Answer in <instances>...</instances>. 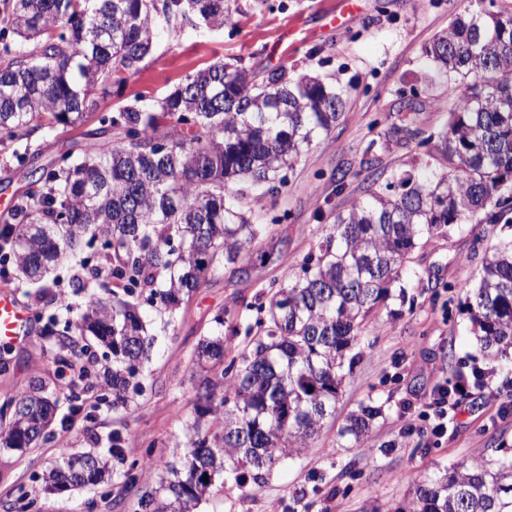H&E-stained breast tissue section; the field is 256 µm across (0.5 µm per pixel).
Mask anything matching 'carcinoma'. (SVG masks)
Listing matches in <instances>:
<instances>
[{
  "mask_svg": "<svg viewBox=\"0 0 512 512\" xmlns=\"http://www.w3.org/2000/svg\"><path fill=\"white\" fill-rule=\"evenodd\" d=\"M0 12V146L3 161L26 169L25 186L0 214V245L11 278L38 290L87 237L112 263V287L143 301L168 327L176 307L226 264L269 258L267 224L246 217L250 203L285 185L286 172L340 120L344 94L288 67L253 71L222 59L196 70L165 97L140 96L99 111L150 54L160 22L176 30L195 16L208 28L232 20V0H3ZM433 37L426 55L448 76V124L434 153L336 216L300 273L264 294L259 332L220 372L202 379L196 418L186 422L189 452L153 485L154 469L134 461L106 496L137 492L139 512H190L216 478L243 471L252 489L272 465L309 447L335 415L349 356L368 318L403 288L410 254L434 234L474 219L512 224V5L474 0ZM93 120L84 142L46 164L31 149L41 128L69 132ZM479 349L512 364V240L492 246L477 284L463 289ZM112 304L87 297L73 321L48 319L60 348L91 336L112 355L102 380L80 368L71 408L95 390L127 403L139 391L154 343L139 307L112 292ZM198 362L224 361L239 324L224 308ZM56 408L43 382L0 403V446L21 452L47 437ZM381 408L349 415L340 436L364 443ZM119 432L103 454L75 453L43 473V490L93 489L110 459L124 460ZM208 481H203V477ZM399 512H512V458L461 461L422 477Z\"/></svg>",
  "mask_w": 512,
  "mask_h": 512,
  "instance_id": "obj_1",
  "label": "carcinoma"
}]
</instances>
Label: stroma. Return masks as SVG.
I'll return each mask as SVG.
<instances>
[{
    "label": "stroma",
    "mask_w": 512,
    "mask_h": 512,
    "mask_svg": "<svg viewBox=\"0 0 512 512\" xmlns=\"http://www.w3.org/2000/svg\"><path fill=\"white\" fill-rule=\"evenodd\" d=\"M467 4L353 0L339 14L336 0H236L232 22L224 28L207 30L186 21L177 32H160L140 72L112 88L102 111L138 95L163 97L207 64L238 59L256 71L285 65L347 89L344 115L288 171L279 193L255 203L264 221L276 223L272 258L225 266L182 304L167 330L157 332L142 391L129 408L101 400L75 414L66 400L68 388L57 386L61 401L52 439L24 453L0 447V502L15 500L23 490L37 498L41 512H133L129 500L119 505L109 498L96 501L85 489L48 495L40 482L62 456L107 450L116 431L125 437L127 459L149 448L157 468L183 460L184 423L195 414L202 377L192 355L213 330L212 313L223 307L241 325L255 324L259 314L245 310V303L253 305L279 287L287 273L299 272L321 229L371 190L372 178L361 166L367 143H374L379 168L388 177L425 153V140L445 129L448 80L425 48ZM404 101L415 106L406 115L409 132L389 136L384 118ZM339 169L354 173L341 191L331 179ZM509 236L512 230L499 224H468L448 237L424 238L411 260L418 280L408 286L404 301H390L370 317L353 349L354 367L341 387L336 414L326 420L319 439L274 467L252 491L231 480L215 483L196 512H398L423 476L445 472L463 459L512 455V397L489 396L512 379V367L478 351L458 291L474 283L487 247ZM103 254L100 243L86 246L82 257L59 269L62 284L48 288L46 299H39L35 289L17 288L30 311L32 333L0 354L1 399L37 381L54 384L58 346L44 336V326L53 315H79L81 299L66 282L82 264L96 266ZM473 365L490 376L486 386L471 389L447 438L437 442L407 433L430 394ZM368 404L383 409L368 440L359 445L341 439L347 416Z\"/></svg>",
    "instance_id": "stroma-1"
}]
</instances>
